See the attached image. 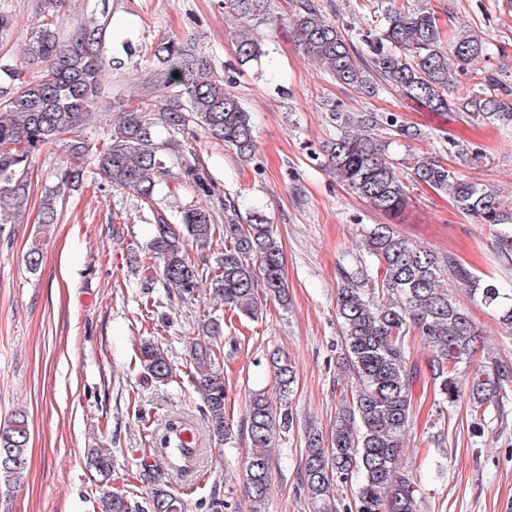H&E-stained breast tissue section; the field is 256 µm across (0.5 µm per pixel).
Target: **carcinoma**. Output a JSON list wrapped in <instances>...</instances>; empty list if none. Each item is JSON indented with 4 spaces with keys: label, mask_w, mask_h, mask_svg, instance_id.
I'll list each match as a JSON object with an SVG mask.
<instances>
[{
    "label": "carcinoma",
    "mask_w": 512,
    "mask_h": 512,
    "mask_svg": "<svg viewBox=\"0 0 512 512\" xmlns=\"http://www.w3.org/2000/svg\"><path fill=\"white\" fill-rule=\"evenodd\" d=\"M65 0H43L41 17L31 28L26 53L49 62L37 78L23 79L14 68L1 67L7 86L0 89V228L11 223L29 197L33 158L49 147L70 143L76 153L89 146L76 139L93 122L102 96L100 48L108 22L89 21L61 29ZM292 28L304 53L336 82L374 95L397 93L430 112H454L469 122L512 128V87L499 75H480L471 86L454 89L457 74L488 49L485 39L463 26L450 32L431 8L413 9L389 0L358 39L341 32L316 0H295ZM271 0H224V9L244 27L237 41L239 58L258 61L262 43L247 28L270 14ZM157 68L140 79L142 94L123 100L121 115L112 121L107 142L94 152L92 174L114 190H128L137 200L155 203L165 178L193 188L198 201L174 216L152 210L154 236L142 266L158 271L170 300L185 302L200 288L242 316L257 320L270 298L288 304L285 256L265 214L252 210L244 217L229 194H221L188 146L200 129L242 159L255 151L250 113L227 88L211 60L179 39L146 44ZM179 76H174V73ZM329 120L336 137L323 146L324 164L337 181L372 208L395 217L410 204V185H423L449 196L461 212L497 227L495 250L512 260V206L485 184L474 182L436 156L411 154L399 168L390 160V146L418 136V129L397 112H344L333 106ZM165 129L168 137L158 136ZM460 165L484 158L480 148H458L448 140ZM84 171L65 166L57 172L55 189L40 199L41 224L47 232L57 223L58 198L83 181ZM213 249L212 262L200 267L189 245ZM371 264L358 262L338 269L336 316L341 348L336 381L351 378L342 394L331 434L311 432L302 455L298 486L317 512H337L339 491L357 487L345 512H417V479L402 466L400 455L412 422V386L417 370L409 362L408 344L418 336L430 351L429 372L434 391L448 406L467 397L475 421L490 409L505 412L512 391V363L483 351L482 365L465 378L464 366L481 344L475 324L448 294L447 283L464 288L494 309L512 331V290L484 284L453 254H438L405 240L389 223L374 224L363 241ZM194 343L192 380L202 396V416L209 440L218 445L244 434L249 454L243 474L245 493L256 502L269 493L274 471L273 448L294 425L288 409L296 372L288 355L269 354L276 394L258 391L250 397L240 427L226 418L224 356L220 321L201 325ZM139 361L152 381L170 384L179 368L169 350L148 339L140 343ZM29 425L18 411L0 426V455L12 450L15 460L0 458V490L20 487L27 471ZM161 447L173 459L199 455L196 434L183 421L167 423ZM86 465L95 474L99 512H186L178 493L161 482L152 466L143 464L140 480L148 486L143 502L112 488V449L91 448Z\"/></svg>",
    "instance_id": "carcinoma-1"
}]
</instances>
